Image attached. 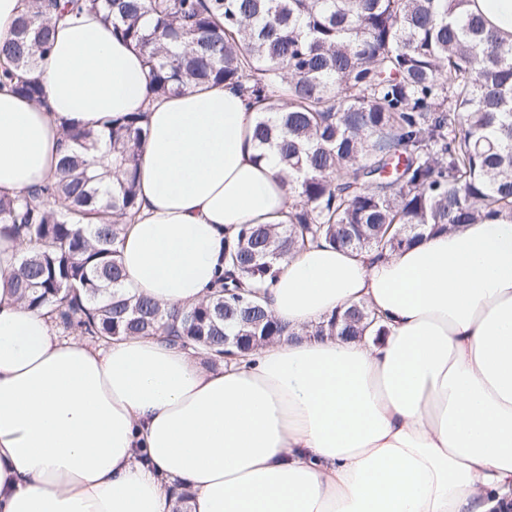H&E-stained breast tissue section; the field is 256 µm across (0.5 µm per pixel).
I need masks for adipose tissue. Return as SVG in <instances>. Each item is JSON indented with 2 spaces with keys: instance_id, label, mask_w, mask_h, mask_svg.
<instances>
[{
  "instance_id": "obj_1",
  "label": "adipose tissue",
  "mask_w": 512,
  "mask_h": 512,
  "mask_svg": "<svg viewBox=\"0 0 512 512\" xmlns=\"http://www.w3.org/2000/svg\"><path fill=\"white\" fill-rule=\"evenodd\" d=\"M50 23L44 100L0 85V194L55 173L63 128L146 113L124 288L193 307L228 240L288 211L248 95L152 97L98 13ZM24 249L0 237V512H174L181 485L188 512H512V223L382 257L307 246L261 297L285 335L218 366L156 338L63 333L11 286ZM358 301L387 335H314Z\"/></svg>"
}]
</instances>
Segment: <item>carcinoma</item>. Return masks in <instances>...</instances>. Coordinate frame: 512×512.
Masks as SVG:
<instances>
[{"label":"carcinoma","instance_id":"cac0c4a2","mask_svg":"<svg viewBox=\"0 0 512 512\" xmlns=\"http://www.w3.org/2000/svg\"><path fill=\"white\" fill-rule=\"evenodd\" d=\"M471 0H28L0 44V84L40 102L47 13L95 9L137 49L156 97L229 83L258 112L253 141L277 154L285 224L242 228L201 304L164 312L124 291L118 242L137 213L145 114L73 126L54 179L0 195V234L31 252L12 287L67 331L103 342L162 336L217 363L284 335L259 302L310 243L392 254L459 224L512 221V42ZM352 304L318 335H364Z\"/></svg>","mask_w":512,"mask_h":512}]
</instances>
